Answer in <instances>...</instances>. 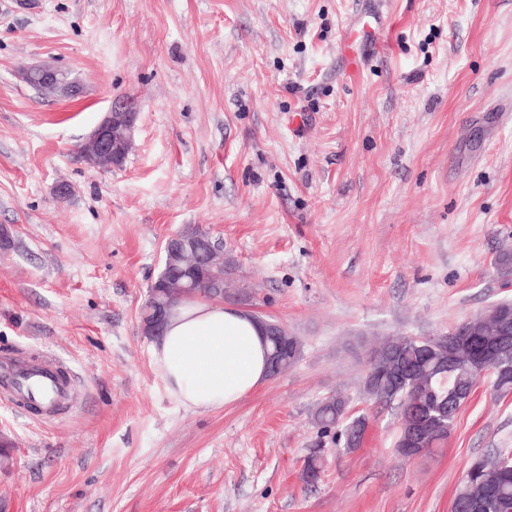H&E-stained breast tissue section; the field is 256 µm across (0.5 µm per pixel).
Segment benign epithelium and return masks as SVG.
Masks as SVG:
<instances>
[{
    "label": "benign epithelium",
    "mask_w": 512,
    "mask_h": 512,
    "mask_svg": "<svg viewBox=\"0 0 512 512\" xmlns=\"http://www.w3.org/2000/svg\"><path fill=\"white\" fill-rule=\"evenodd\" d=\"M20 78L25 84L53 96L74 98L81 93V86L71 73L59 67L32 65L21 72ZM138 116V106L134 100L125 97L113 99L110 110L83 144V150L80 151L83 161L89 167L101 171L121 166L126 150L131 146ZM186 245L192 249L198 265L202 267L210 263L212 250L220 247V243L212 240L208 232L190 242L185 241L182 233L177 232L167 239L164 258H169L173 252ZM481 319L495 324L489 335L498 337L497 343L480 346L478 361L492 364V368L483 370L482 375L503 373L507 371V365L503 364V352L512 340V310L495 305L482 312ZM471 325L468 318L456 324L450 331V337L436 340L435 347H448V357H453L458 338L473 335ZM430 428L431 425L422 420L410 422L402 439L404 447H422Z\"/></svg>",
    "instance_id": "1"
}]
</instances>
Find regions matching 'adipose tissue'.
<instances>
[{
	"mask_svg": "<svg viewBox=\"0 0 512 512\" xmlns=\"http://www.w3.org/2000/svg\"><path fill=\"white\" fill-rule=\"evenodd\" d=\"M151 353L166 389L190 410L235 404L269 378L258 319L202 295L173 308Z\"/></svg>",
	"mask_w": 512,
	"mask_h": 512,
	"instance_id": "adipose-tissue-1",
	"label": "adipose tissue"
}]
</instances>
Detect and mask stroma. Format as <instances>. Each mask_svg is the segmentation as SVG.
Here are the masks:
<instances>
[{
    "label": "stroma",
    "instance_id": "1",
    "mask_svg": "<svg viewBox=\"0 0 512 512\" xmlns=\"http://www.w3.org/2000/svg\"><path fill=\"white\" fill-rule=\"evenodd\" d=\"M368 22L356 79L344 29ZM68 68L75 100L27 86ZM138 101L121 167L79 147ZM209 231L301 359L238 403L186 409L140 326L166 239ZM0 351L66 359L48 421L0 405V512H451L470 463L512 449L481 378L443 448L399 455L363 392L369 350L512 302V0H0ZM369 417L337 448L312 414ZM327 448L320 480L299 477ZM349 400L340 393L330 395L321 400L312 415L314 424L323 432L328 433L336 428V442L343 440V445L347 450H353L361 446L364 434L369 425V417L360 415L348 420ZM359 426V435L356 442H351L347 435L350 426ZM342 434V439H340ZM345 439V440H344Z\"/></svg>",
    "mask_w": 512,
    "mask_h": 512
}]
</instances>
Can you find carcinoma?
Instances as JSON below:
<instances>
[{
  "mask_svg": "<svg viewBox=\"0 0 512 512\" xmlns=\"http://www.w3.org/2000/svg\"><path fill=\"white\" fill-rule=\"evenodd\" d=\"M174 263L175 267L168 272L165 281L151 286L149 298L142 306L141 319L150 317L157 305L168 309L185 296L177 284L190 270L194 271L196 278L195 292L209 298H222L221 292L210 287L215 271L224 275V291L236 287V263L229 257L219 261L215 269L200 268L195 266L192 253L185 251L175 258ZM268 344L271 352L278 348L283 350L284 371L301 357L302 342L287 332L276 340H268ZM455 356L454 366L448 367L436 356L429 359L420 356L418 343L409 336L388 338L370 351L364 377L365 394L379 406H396L402 425L410 416H435L438 408L446 406L448 390L463 387L470 394L478 382V367L472 347L464 341L458 342ZM348 404V398L342 394L330 395L317 404L312 419L324 433L336 430V434L343 438L345 449L353 450L361 446L369 417L348 418ZM459 411L458 407L453 409L446 424L430 431L424 444L426 452L431 453L444 446ZM352 425L359 427L354 443L347 439ZM510 453L506 449H498L470 464L473 474L463 475L453 498V512H458L456 506L462 502L474 505L475 512H512V466L504 462ZM325 455L324 448L309 449L300 473L303 483L311 485L320 479Z\"/></svg>",
  "mask_w": 512,
  "mask_h": 512,
  "instance_id": "1",
  "label": "carcinoma"
}]
</instances>
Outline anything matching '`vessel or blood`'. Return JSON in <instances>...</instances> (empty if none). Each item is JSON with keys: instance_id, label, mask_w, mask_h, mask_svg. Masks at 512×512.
<instances>
[{"instance_id": "obj_1", "label": "vessel or blood", "mask_w": 512, "mask_h": 512, "mask_svg": "<svg viewBox=\"0 0 512 512\" xmlns=\"http://www.w3.org/2000/svg\"><path fill=\"white\" fill-rule=\"evenodd\" d=\"M361 33L356 28L342 34L340 49L344 57L346 77H355L360 71L361 56L356 45ZM65 362L52 353H43L36 363L22 365L11 350L0 352V402L25 411L34 405H46L68 400L71 387L60 377Z\"/></svg>"}]
</instances>
